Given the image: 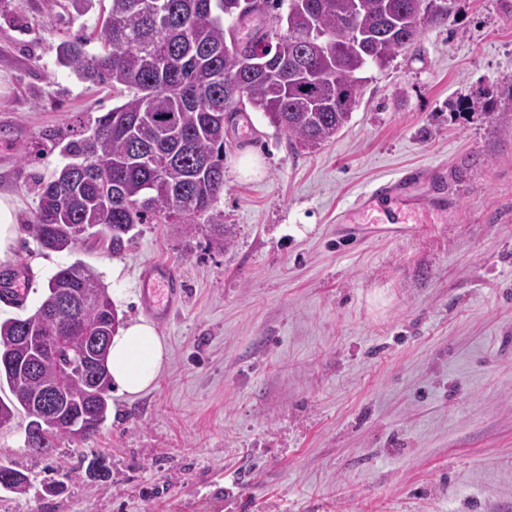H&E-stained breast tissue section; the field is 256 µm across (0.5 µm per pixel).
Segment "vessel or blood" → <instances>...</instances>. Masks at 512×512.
<instances>
[{
    "instance_id": "b4317fda",
    "label": "vessel or blood",
    "mask_w": 512,
    "mask_h": 512,
    "mask_svg": "<svg viewBox=\"0 0 512 512\" xmlns=\"http://www.w3.org/2000/svg\"><path fill=\"white\" fill-rule=\"evenodd\" d=\"M419 168L404 170L400 176L377 183L362 192L352 209L339 214L340 222L346 224L367 223L370 214L376 211L383 200H392L401 204L408 213L432 212V205H421L412 194L413 186L419 181ZM144 288L141 303L160 323H167L185 298V283L178 270L170 265L150 264L140 274Z\"/></svg>"
}]
</instances>
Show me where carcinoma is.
I'll use <instances>...</instances> for the list:
<instances>
[{"label":"carcinoma","mask_w":512,"mask_h":512,"mask_svg":"<svg viewBox=\"0 0 512 512\" xmlns=\"http://www.w3.org/2000/svg\"><path fill=\"white\" fill-rule=\"evenodd\" d=\"M100 51L80 38L61 43L58 62L79 78L126 93L92 133L69 141L75 161L38 189L29 231L44 249L73 251L91 230L112 252L138 224L178 223L207 231L222 252L231 228L215 208L224 190V118L249 104L301 148H315L348 125L365 74L408 51L422 24L446 23L453 0H110ZM287 7L277 54L270 33L242 27ZM123 325L92 266L78 260L47 283L38 309L0 321L2 420L28 419L27 447L49 455L63 439L95 435L107 419L111 338ZM55 391L51 409L44 406ZM27 474L0 465V490L24 495Z\"/></svg>","instance_id":"1"}]
</instances>
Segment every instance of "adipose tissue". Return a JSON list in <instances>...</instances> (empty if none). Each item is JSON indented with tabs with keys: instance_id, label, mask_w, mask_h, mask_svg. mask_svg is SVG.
I'll list each match as a JSON object with an SVG mask.
<instances>
[{
	"instance_id": "adipose-tissue-1",
	"label": "adipose tissue",
	"mask_w": 512,
	"mask_h": 512,
	"mask_svg": "<svg viewBox=\"0 0 512 512\" xmlns=\"http://www.w3.org/2000/svg\"><path fill=\"white\" fill-rule=\"evenodd\" d=\"M168 361V347L149 320L127 321L113 336L107 367L112 383L131 396L157 386Z\"/></svg>"
}]
</instances>
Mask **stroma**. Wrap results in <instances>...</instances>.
<instances>
[{"label": "stroma", "mask_w": 512, "mask_h": 512, "mask_svg": "<svg viewBox=\"0 0 512 512\" xmlns=\"http://www.w3.org/2000/svg\"><path fill=\"white\" fill-rule=\"evenodd\" d=\"M108 0H0V192L21 226L0 270L35 277L0 320L31 315L49 278L76 260L108 288L175 264L186 299L158 325L167 368L139 396L112 391L99 433L27 448L25 416L0 429V464L30 477L0 490V512H512V0H455L411 51L373 71L348 125L315 149L253 108L224 128V192L233 228L220 252L205 233L139 224L121 253L88 239L41 248L26 230L38 183L67 164L64 145L121 102L119 91L59 65L62 41L88 54ZM495 86L491 114L453 103ZM260 156L261 179L235 164ZM442 166L418 192L445 209L397 238L336 221L357 195L406 167ZM122 276L113 279V265ZM108 469L89 483L91 461ZM60 481L62 493H45Z\"/></svg>", "instance_id": "stroma-1"}]
</instances>
